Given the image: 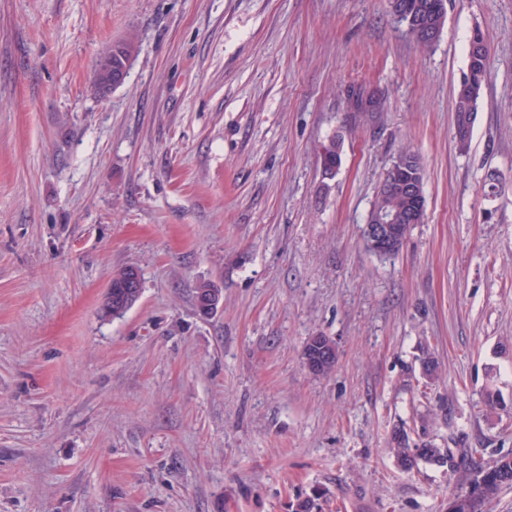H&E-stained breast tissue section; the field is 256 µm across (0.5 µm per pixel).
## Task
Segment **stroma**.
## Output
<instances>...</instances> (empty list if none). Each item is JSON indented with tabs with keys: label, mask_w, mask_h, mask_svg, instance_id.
I'll list each match as a JSON object with an SVG mask.
<instances>
[{
	"label": "stroma",
	"mask_w": 512,
	"mask_h": 512,
	"mask_svg": "<svg viewBox=\"0 0 512 512\" xmlns=\"http://www.w3.org/2000/svg\"><path fill=\"white\" fill-rule=\"evenodd\" d=\"M404 150L425 218L382 259L363 226ZM126 266L141 297L102 317ZM397 427L471 466L512 453V0H446L428 51L387 0H0V512H448L456 473L403 471ZM489 47L480 31H475L468 46V64L455 98V127H473L482 85L488 72ZM136 51L137 50L135 43L133 41H127L112 46V49L108 50L103 56L100 57L101 59L102 57L107 56L112 52V58H104L101 60L100 63L101 68H106L109 71L108 83L105 88H115L120 86L124 82L129 68L127 70V73L124 68L112 72V64L113 68H115L116 66H123L125 61L131 62V60L134 59ZM321 338H322L321 346H315L312 344L308 347V349H307L309 351L308 357L312 360H320L325 355H327L329 353V351H332L333 356H332L331 360L329 361V363L327 364L325 373H324V374H329L334 370V368L336 366V362H337L336 345H335L334 341L328 336L321 335ZM305 359H306L307 368L312 373L322 374L324 365L321 362L312 361V360H309L308 358H305Z\"/></svg>",
	"instance_id": "obj_1"
}]
</instances>
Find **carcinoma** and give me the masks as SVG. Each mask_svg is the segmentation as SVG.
Here are the masks:
<instances>
[{
  "instance_id": "cac0c4a2",
  "label": "carcinoma",
  "mask_w": 512,
  "mask_h": 512,
  "mask_svg": "<svg viewBox=\"0 0 512 512\" xmlns=\"http://www.w3.org/2000/svg\"><path fill=\"white\" fill-rule=\"evenodd\" d=\"M405 9L399 14L397 22L407 26V33L423 49H430L435 41L417 34V27L421 26L441 32L444 29L445 12L438 7L437 0H402ZM113 66H122L125 62L134 59L136 45L132 41L112 46ZM489 47L480 31H475L468 46V64L459 83L455 98V126L461 129L473 126L477 104L482 85L485 83L488 72ZM320 158L327 174L335 172L340 161V143L332 137L320 146ZM413 204L407 195L401 179L394 178L387 190L376 194L375 201L370 209L368 218L382 214H403ZM138 270L129 267L116 271L112 276L110 291L102 308V315L111 316L116 313L120 316L130 309L127 297L122 288L126 277ZM336 351L334 341L322 337L321 345H310L308 357L319 360L329 352ZM391 450L395 454L400 468L410 471L418 462L424 461L438 465H447L454 472L460 473V489L449 501L453 512H484L485 504L494 498L498 492L507 486H512V458L503 456L486 469L470 472L461 468L454 462L448 451L436 447L430 441L410 443L406 433L398 430L393 433Z\"/></svg>"
}]
</instances>
